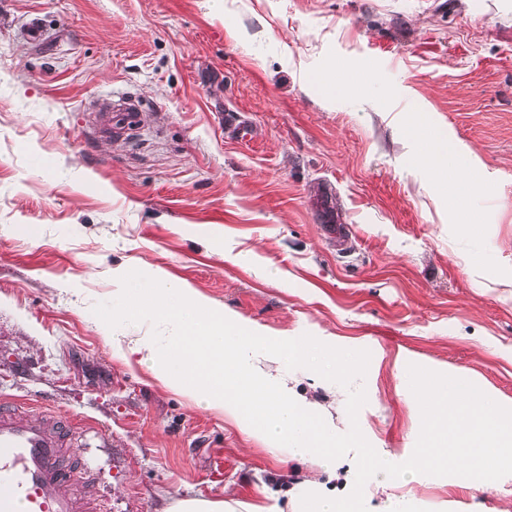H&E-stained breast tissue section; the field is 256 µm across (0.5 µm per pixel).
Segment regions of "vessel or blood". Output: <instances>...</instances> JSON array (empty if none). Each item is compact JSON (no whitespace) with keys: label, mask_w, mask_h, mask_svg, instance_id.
I'll return each instance as SVG.
<instances>
[{"label":"vessel or blood","mask_w":512,"mask_h":512,"mask_svg":"<svg viewBox=\"0 0 512 512\" xmlns=\"http://www.w3.org/2000/svg\"><path fill=\"white\" fill-rule=\"evenodd\" d=\"M101 120L111 130L130 131L142 121L141 108L119 103ZM77 461L65 416L0 401V512H97L95 498L75 491L92 478L76 470Z\"/></svg>","instance_id":"1"}]
</instances>
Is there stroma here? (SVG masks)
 Masks as SVG:
<instances>
[{
  "mask_svg": "<svg viewBox=\"0 0 512 512\" xmlns=\"http://www.w3.org/2000/svg\"><path fill=\"white\" fill-rule=\"evenodd\" d=\"M125 100L141 125L100 131ZM438 138L489 178L476 231L416 163ZM132 269L261 335L369 350L358 423L388 462L420 431L408 364L512 408V0H0V399L72 416L101 512L348 494L353 456L289 458L113 356V336L153 332L92 312ZM259 361L348 431L344 388ZM364 501L512 512V475L380 473Z\"/></svg>",
  "mask_w": 512,
  "mask_h": 512,
  "instance_id": "35a3bbf8",
  "label": "stroma"
}]
</instances>
